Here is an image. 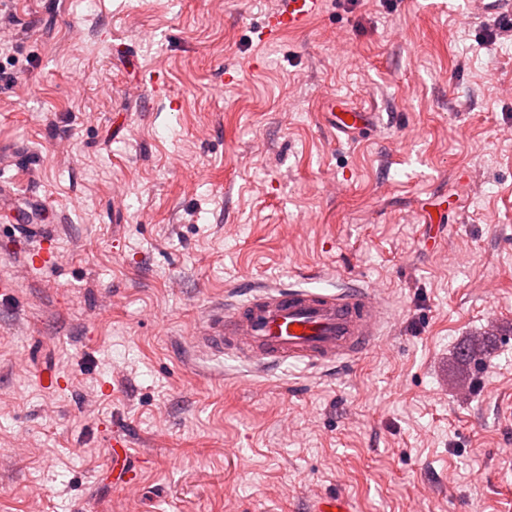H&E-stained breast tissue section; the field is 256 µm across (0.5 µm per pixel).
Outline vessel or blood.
<instances>
[{"label": "vessel or blood", "mask_w": 512, "mask_h": 512, "mask_svg": "<svg viewBox=\"0 0 512 512\" xmlns=\"http://www.w3.org/2000/svg\"><path fill=\"white\" fill-rule=\"evenodd\" d=\"M321 2L286 0L269 15L265 35L304 30ZM331 120L335 129L348 133L365 125L367 117L346 110L332 113ZM390 321L386 301L367 288L255 285L245 301H228L212 311L199 342L209 350L257 362L263 369L287 362L320 367L354 360L374 348ZM312 512L354 510L344 495L324 493L314 500Z\"/></svg>", "instance_id": "1"}]
</instances>
